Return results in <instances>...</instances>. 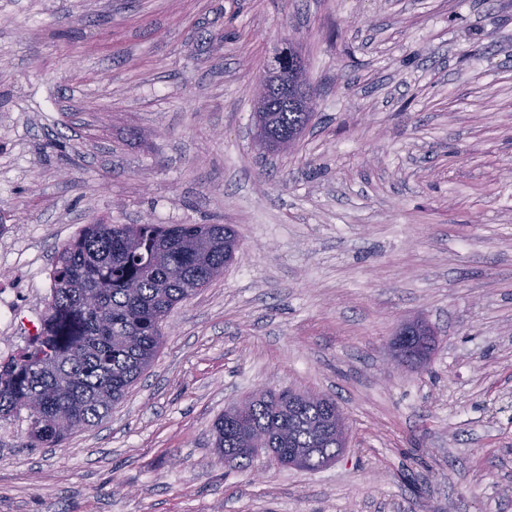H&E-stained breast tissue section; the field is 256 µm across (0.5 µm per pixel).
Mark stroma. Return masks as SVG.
Here are the masks:
<instances>
[{
  "instance_id": "35a3bbf8",
  "label": "stroma",
  "mask_w": 512,
  "mask_h": 512,
  "mask_svg": "<svg viewBox=\"0 0 512 512\" xmlns=\"http://www.w3.org/2000/svg\"><path fill=\"white\" fill-rule=\"evenodd\" d=\"M285 39L316 116L265 156ZM97 219L229 224L241 256L99 425H0V512H512V0H0V285L45 302ZM416 317L431 359L393 368ZM260 389L334 398L336 461L225 469L213 425Z\"/></svg>"
}]
</instances>
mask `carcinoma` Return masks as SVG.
<instances>
[{
    "label": "carcinoma",
    "mask_w": 512,
    "mask_h": 512,
    "mask_svg": "<svg viewBox=\"0 0 512 512\" xmlns=\"http://www.w3.org/2000/svg\"><path fill=\"white\" fill-rule=\"evenodd\" d=\"M293 50L281 51L266 73L298 70ZM300 90L269 96L255 121L268 144L298 140L314 116L296 100ZM224 224H105L95 221L61 245L50 270L51 293L42 332L0 362V422L26 414L29 448L61 445L105 418L149 369L174 308L223 274L239 251ZM234 404L214 424V447L230 470L254 459L245 444L253 427L281 465L315 471L336 460L334 419L327 397L315 404L286 390H263Z\"/></svg>",
    "instance_id": "cac0c4a2"
}]
</instances>
